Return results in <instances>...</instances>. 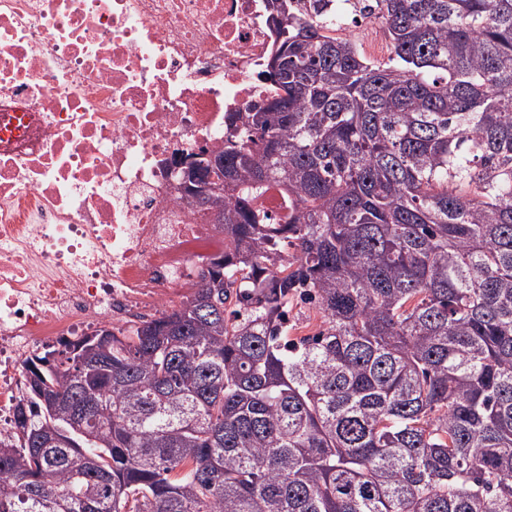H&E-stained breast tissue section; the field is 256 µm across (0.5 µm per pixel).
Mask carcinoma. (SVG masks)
<instances>
[{"label":"carcinoma","mask_w":512,"mask_h":512,"mask_svg":"<svg viewBox=\"0 0 512 512\" xmlns=\"http://www.w3.org/2000/svg\"><path fill=\"white\" fill-rule=\"evenodd\" d=\"M295 1L286 95L212 150L224 250L107 351L25 361L0 512H512V0H356L385 63L330 34L350 0ZM255 206L267 211L273 218V224L288 223L290 204L281 189L272 184L254 201ZM297 311L298 309H295L293 312V314H298L295 315L293 320L295 330H292L291 335L303 336L316 332L321 324L320 314L316 310L306 308L302 309V311Z\"/></svg>","instance_id":"1"}]
</instances>
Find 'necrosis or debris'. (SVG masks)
Segmentation results:
<instances>
[{
    "label": "necrosis or debris",
    "mask_w": 512,
    "mask_h": 512,
    "mask_svg": "<svg viewBox=\"0 0 512 512\" xmlns=\"http://www.w3.org/2000/svg\"><path fill=\"white\" fill-rule=\"evenodd\" d=\"M265 0H0V436L23 362L196 291L218 228L166 166L280 94Z\"/></svg>",
    "instance_id": "1"
}]
</instances>
